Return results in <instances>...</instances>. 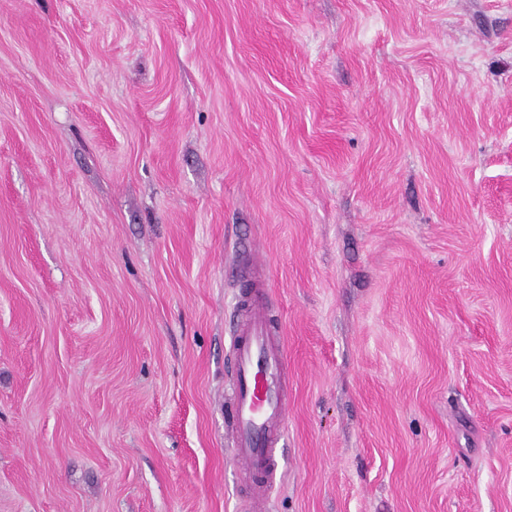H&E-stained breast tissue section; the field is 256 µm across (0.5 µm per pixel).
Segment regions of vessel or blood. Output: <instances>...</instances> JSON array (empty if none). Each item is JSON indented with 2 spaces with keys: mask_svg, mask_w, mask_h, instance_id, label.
<instances>
[{
  "mask_svg": "<svg viewBox=\"0 0 512 512\" xmlns=\"http://www.w3.org/2000/svg\"><path fill=\"white\" fill-rule=\"evenodd\" d=\"M265 291L263 280L257 278L238 298L231 346L233 379L224 399L250 512H269L278 478V445L288 417V352L281 337L270 332Z\"/></svg>",
  "mask_w": 512,
  "mask_h": 512,
  "instance_id": "obj_1",
  "label": "vessel or blood"
}]
</instances>
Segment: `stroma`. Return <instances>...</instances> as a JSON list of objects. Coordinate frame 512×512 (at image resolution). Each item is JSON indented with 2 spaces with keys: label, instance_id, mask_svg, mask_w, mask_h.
<instances>
[{
  "label": "stroma",
  "instance_id": "35a3bbf8",
  "mask_svg": "<svg viewBox=\"0 0 512 512\" xmlns=\"http://www.w3.org/2000/svg\"><path fill=\"white\" fill-rule=\"evenodd\" d=\"M512 512V0H0V512ZM265 284L255 278L236 306L233 379L224 409L232 421L233 451L248 487L250 512H268L278 478V445L288 417V352L269 329Z\"/></svg>",
  "mask_w": 512,
  "mask_h": 512
}]
</instances>
